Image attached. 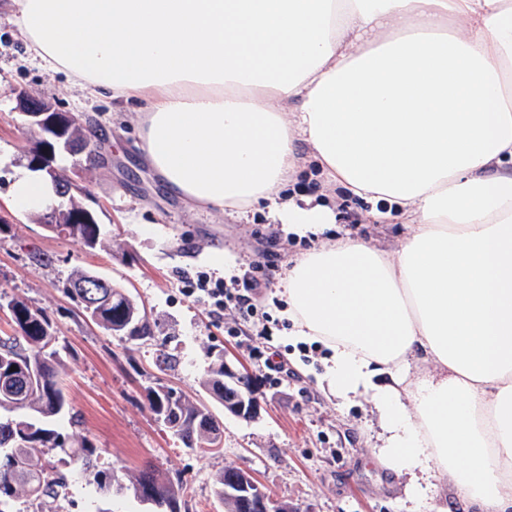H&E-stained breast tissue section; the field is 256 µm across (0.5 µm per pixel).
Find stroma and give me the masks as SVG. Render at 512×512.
Wrapping results in <instances>:
<instances>
[{"mask_svg": "<svg viewBox=\"0 0 512 512\" xmlns=\"http://www.w3.org/2000/svg\"><path fill=\"white\" fill-rule=\"evenodd\" d=\"M21 89L96 124L109 165L75 175L101 226L96 249L51 236L38 212L18 209L11 201L15 169L28 159L30 138L16 109ZM139 109L136 102L120 106L91 96L63 75L47 72L30 53L9 0H0V154L7 157L0 163V295L33 302L51 319L72 401L71 416L59 421V430L89 438L99 469L119 478L149 464L180 483L182 512H224L214 481L228 464L249 472L295 512H406L405 479L376 457V410L364 402L340 405L313 376L323 347L286 339L281 279L289 259L311 247V240L288 234L260 204L243 218L199 209L171 194L140 150ZM326 193L333 204L347 205L365 221L355 226L338 221L323 240H334L341 231L385 250L399 246L406 232L400 221L377 223L369 217L371 203L332 187ZM265 259L273 265L261 302L270 316V334L258 345L287 357L295 373L276 387L227 335L234 318L215 319L208 298L186 295L182 283L186 276L219 281ZM81 269L125 288L144 306L153 337L115 335L86 321L65 292ZM218 353L232 366L249 369L262 409L251 421L223 413V446L203 454L185 448L155 419L145 393L160 382L202 396L200 382ZM45 460L66 475V487L54 497L12 501L11 512H151L130 492L94 493L60 450Z\"/></svg>", "mask_w": 512, "mask_h": 512, "instance_id": "1", "label": "stroma"}]
</instances>
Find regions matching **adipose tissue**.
<instances>
[{"label":"adipose tissue","mask_w":512,"mask_h":512,"mask_svg":"<svg viewBox=\"0 0 512 512\" xmlns=\"http://www.w3.org/2000/svg\"><path fill=\"white\" fill-rule=\"evenodd\" d=\"M13 4L48 71L140 102L172 194L320 235L335 211L285 193L303 142L324 184L396 209V251L344 236L291 259L281 316L325 348L322 388L376 408L409 502L512 512V0ZM50 198L18 171L15 206Z\"/></svg>","instance_id":"obj_1"}]
</instances>
